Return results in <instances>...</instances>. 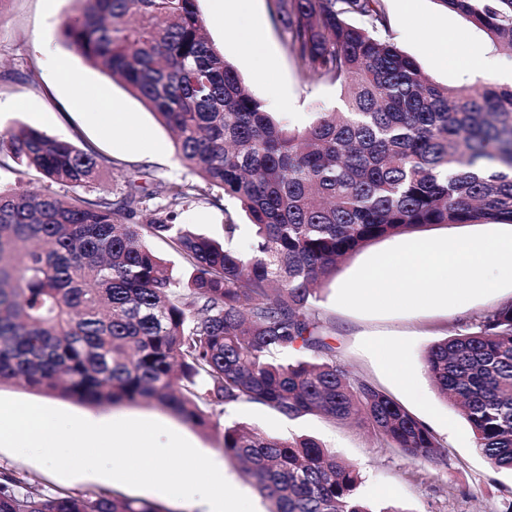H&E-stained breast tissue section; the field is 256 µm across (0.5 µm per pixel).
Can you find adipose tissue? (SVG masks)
I'll return each instance as SVG.
<instances>
[{
	"label": "adipose tissue",
	"mask_w": 512,
	"mask_h": 512,
	"mask_svg": "<svg viewBox=\"0 0 512 512\" xmlns=\"http://www.w3.org/2000/svg\"><path fill=\"white\" fill-rule=\"evenodd\" d=\"M255 15L253 0H215V16L217 22L224 27L225 44L261 63L270 60L271 52L255 33ZM60 74L65 81L76 87V107L90 113L104 132L109 133L116 128H133V118L119 104L100 97L94 89L77 84L75 76L68 69H61Z\"/></svg>",
	"instance_id": "obj_1"
}]
</instances>
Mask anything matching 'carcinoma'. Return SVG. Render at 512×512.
Segmentation results:
<instances>
[{
  "label": "carcinoma",
  "mask_w": 512,
  "mask_h": 512,
  "mask_svg": "<svg viewBox=\"0 0 512 512\" xmlns=\"http://www.w3.org/2000/svg\"><path fill=\"white\" fill-rule=\"evenodd\" d=\"M198 0H74L68 47L124 84L175 135L199 185L143 171L102 183L90 146L17 125L0 157L18 174L98 190L0 188V384L92 406L145 402L207 428L212 411L261 404L294 420L357 419L421 466L445 464L433 432L336 361L320 287L369 243L428 226L512 224V86L437 84L393 41L383 0H276L285 42L341 112L297 125L266 110L209 42ZM512 60V0H436ZM362 20L357 25L352 18ZM218 192L252 226L250 251L177 223ZM185 270L173 274L151 239ZM425 371L468 421L477 451L512 470V301L432 343ZM268 512L379 510L355 466L317 439L224 426ZM0 512H166L101 492L41 494L0 476Z\"/></svg>",
  "instance_id": "cac0c4a2"
}]
</instances>
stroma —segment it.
I'll list each match as a JSON object with an SVG mask.
<instances>
[{"label":"stroma","mask_w":512,"mask_h":512,"mask_svg":"<svg viewBox=\"0 0 512 512\" xmlns=\"http://www.w3.org/2000/svg\"><path fill=\"white\" fill-rule=\"evenodd\" d=\"M390 33L396 44L442 85L456 87L475 82L476 74L457 63H444L431 48L429 34L447 30L460 52L475 55L489 49L487 37L464 18L446 11L436 0H384ZM211 44L233 64L255 96L267 102L287 97L288 109L300 122L312 113L340 108V91L332 85H312L303 77L288 52L275 0H259L256 32L270 47L273 62L263 75H256L248 59L225 46L224 34L213 19L212 0H198ZM74 13L73 0H0V132L26 125L65 138L75 145L88 144L109 160V173L118 177L141 169L153 178L197 183L178 159L170 131L120 83L90 66L61 39L59 28ZM46 40L49 49L37 44ZM68 65L81 83L95 87L118 102L137 122L135 133L118 129L104 133L87 112L73 103L74 91L62 83L54 61ZM233 200L211 195L193 201L180 216L183 224L214 238H222L225 213H236ZM391 239L382 238L348 258L328 283L319 303L320 317L336 349V359L353 376L366 379L385 391L434 432L446 455L445 467L415 465L397 449L379 444L363 424H342L318 415L287 420L257 403L236 404L214 414L209 428L202 429L159 407L139 403L107 406L113 419L139 418L158 421L176 431L199 451L217 460L226 480L244 493L255 512H264L266 502L238 464L224 453L225 424L240 422L270 435L318 438L327 448L358 465L365 477L361 494L378 505L394 504L408 512H505L512 502V472L493 468L474 447L469 423L434 387L424 368V352L434 341L467 332L471 324L512 301V288L446 309L369 315L336 304L341 284L368 258L388 249ZM397 344L402 353L406 382H398L388 362L376 347ZM0 397L21 399L58 408L75 415L90 413V405L47 394L9 382L0 385ZM24 479L41 493L103 492L114 497L147 500L167 512H199L194 503L170 498L153 490H137L96 475L63 478L42 465L11 451L0 449V473Z\"/></svg>","instance_id":"1"}]
</instances>
